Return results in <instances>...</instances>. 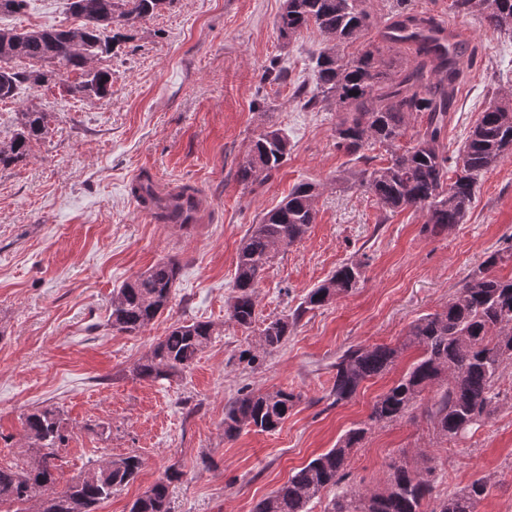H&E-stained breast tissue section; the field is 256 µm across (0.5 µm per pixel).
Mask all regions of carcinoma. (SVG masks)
Wrapping results in <instances>:
<instances>
[{"label": "carcinoma", "mask_w": 512, "mask_h": 512, "mask_svg": "<svg viewBox=\"0 0 512 512\" xmlns=\"http://www.w3.org/2000/svg\"><path fill=\"white\" fill-rule=\"evenodd\" d=\"M174 0H69L75 27L56 29L0 28V101L11 100L22 89L40 87L53 74L41 69H18L17 59L54 64L78 79L66 85L74 98L106 99L112 95V70L96 61L112 54L133 28L161 12ZM461 12L480 11L489 26L512 34V0H453ZM367 0H285L277 21L286 39L311 26L325 39L314 56L315 83L298 88L303 106L336 104V148L364 163L354 178L393 213L414 209L425 213L423 231L440 234L464 222L477 185L484 174L512 156V102H496L482 112L456 157V178L448 182V151L444 144L448 105L460 77L456 44L441 47L426 36L431 20L400 13L387 26L379 43L359 44L372 25ZM413 50L420 61L401 68L403 50ZM426 115V126L416 144L399 151L415 113ZM50 115L20 113L18 128L0 142V166L26 161L33 143L49 133ZM380 145L390 158L370 166L365 154ZM288 138L268 128L252 140L237 170L245 186L268 181L288 157ZM316 185L302 182L276 207L263 213L242 239L227 300L229 319L249 330L257 318L259 285L277 253L300 241L315 222ZM501 252L490 254L461 282L448 305L414 320L404 341L396 346L349 348L337 358L330 391L338 404L353 398L362 382L389 369L408 347L420 350L401 377L375 400L368 421L349 428L336 446L311 459L288 480L256 503L253 512H310V504L350 476L354 449L379 424L426 417L437 437L455 441L490 418L499 407L495 382L501 366L512 362V278L503 280L494 268ZM178 265L161 260L112 292L107 325L129 336L140 334L170 307ZM363 278V264L350 261L311 289L290 313L260 330L259 351L245 350L240 359L254 363L279 349L309 311L332 304ZM216 334L213 324H177L133 368L136 377L168 380L188 368ZM299 396L286 389L240 392L224 413V436L244 430L270 432L288 418ZM29 446L38 454L22 467L0 466V508L27 512L35 501L37 512H95L112 491L130 483L143 467L138 455L119 457L92 477L87 475L57 488L55 448L65 441L60 411L37 409L24 417ZM382 491L356 485L335 493L324 512H478L487 492L484 478L445 497L432 496L435 458L425 452L410 464L392 463ZM182 473L174 470L157 480L134 501L130 512H170V485Z\"/></svg>", "instance_id": "cac0c4a2"}]
</instances>
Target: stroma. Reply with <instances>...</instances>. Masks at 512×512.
Listing matches in <instances>:
<instances>
[{"label": "stroma", "mask_w": 512, "mask_h": 512, "mask_svg": "<svg viewBox=\"0 0 512 512\" xmlns=\"http://www.w3.org/2000/svg\"><path fill=\"white\" fill-rule=\"evenodd\" d=\"M284 0H174L137 24L100 64L112 71L110 98L76 99L49 84L0 102V139L19 112L51 115V131L25 162L0 169V464L31 454L23 417L57 408L67 440L58 483L92 461L139 455L138 477L96 512H129L169 468L171 512H252L298 468L335 446L418 357L404 351L366 380L349 401L329 392L337 356L352 346L397 345L416 318L442 309L468 273L512 245V157L480 180L463 224L432 237L421 212L384 211L354 184L357 162L338 151L335 106L304 108L297 85L314 82L316 28L290 40L276 23ZM376 43L397 8L458 24L462 72L448 111L449 154H457L481 113L512 89V37L451 0H369ZM68 0H29L1 15L0 28L76 25ZM281 129L291 150L265 183L244 186L236 171L252 138ZM145 171L160 191L174 183L200 192L206 222L186 227L146 219L126 189ZM300 182L320 185L317 218L304 238L279 253L261 283L260 323L288 314L343 262L364 279L331 305L307 313L277 351L240 360L257 328L226 312L237 250L250 226ZM162 259L179 275L169 311L142 333L106 325L112 291ZM206 321L216 334L193 364L161 382L137 378L134 365L176 324ZM287 389L300 400L275 431L224 436V412L241 389ZM499 408L455 442L436 439L416 415L375 426L350 461L353 483L385 488L391 461L437 459L434 492L487 479L479 512H512V365L497 379Z\"/></svg>", "instance_id": "35a3bbf8"}]
</instances>
